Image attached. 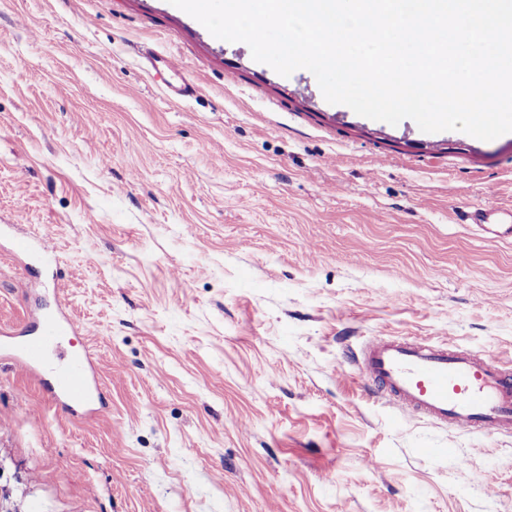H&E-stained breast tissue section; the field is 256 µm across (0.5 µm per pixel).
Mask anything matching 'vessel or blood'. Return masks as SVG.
<instances>
[{"mask_svg":"<svg viewBox=\"0 0 512 512\" xmlns=\"http://www.w3.org/2000/svg\"><path fill=\"white\" fill-rule=\"evenodd\" d=\"M151 60L175 75V82L167 86L172 99L194 95L195 87L176 59L155 54ZM81 330V325L58 312L24 330L21 340L0 342V350L11 354L24 371L47 381L63 411L90 416L102 405L98 372L90 356L81 353L56 364L48 358L54 345ZM357 366L369 387L406 414L482 433L512 432V371L489 358L445 341L381 336L369 340Z\"/></svg>","mask_w":512,"mask_h":512,"instance_id":"1","label":"vessel or blood"}]
</instances>
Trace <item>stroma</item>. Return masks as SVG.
Masks as SVG:
<instances>
[{
	"label": "stroma",
	"instance_id": "stroma-1",
	"mask_svg": "<svg viewBox=\"0 0 512 512\" xmlns=\"http://www.w3.org/2000/svg\"><path fill=\"white\" fill-rule=\"evenodd\" d=\"M475 208L512 220V133L359 116L169 0H0V225L65 285L0 241V331L65 308L105 402L70 416L0 354V512H512V434L357 370L373 336L512 363V237ZM151 60L154 68L160 65L169 74L177 76V80L174 83L167 84L168 94L172 99L184 100L194 95L195 87L185 79L182 66L176 59L168 55L161 56L155 52L152 53Z\"/></svg>",
	"mask_w": 512,
	"mask_h": 512
}]
</instances>
